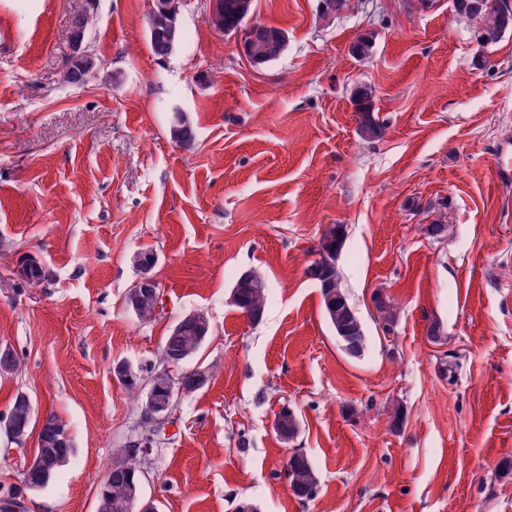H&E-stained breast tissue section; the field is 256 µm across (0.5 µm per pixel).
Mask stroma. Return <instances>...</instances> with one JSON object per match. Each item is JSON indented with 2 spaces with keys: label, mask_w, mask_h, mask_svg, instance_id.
<instances>
[{
  "label": "stroma",
  "mask_w": 512,
  "mask_h": 512,
  "mask_svg": "<svg viewBox=\"0 0 512 512\" xmlns=\"http://www.w3.org/2000/svg\"><path fill=\"white\" fill-rule=\"evenodd\" d=\"M152 4L0 0V345L21 363L0 377V415L26 393L76 449L11 512H97L112 451L142 420L113 369L161 366L194 313L210 330L186 366L209 380L139 460L158 512H234L243 498L261 512H512V199L492 180L512 132V33L481 47L450 0H349L327 21L319 0H253L248 24L288 32L257 66L239 34L207 23L212 0H182L183 38L159 59ZM79 8L100 63L74 86ZM363 35L375 45L361 60ZM359 84L382 139L358 133ZM176 108L191 148L170 137ZM331 224L346 230L336 266L365 330L357 357L307 273ZM146 249L161 289L148 321L126 299ZM25 254L43 261L41 286L19 280ZM246 270L265 285L256 324L230 298ZM285 407L300 420L290 441L274 429ZM36 446L0 428V501ZM296 449L318 475L308 499L284 472Z\"/></svg>",
  "instance_id": "1"
}]
</instances>
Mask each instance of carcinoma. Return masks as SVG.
Segmentation results:
<instances>
[{"label": "carcinoma", "instance_id": "1", "mask_svg": "<svg viewBox=\"0 0 512 512\" xmlns=\"http://www.w3.org/2000/svg\"><path fill=\"white\" fill-rule=\"evenodd\" d=\"M165 9L149 20V40L153 54L160 58L170 54V24L177 23L181 0H162ZM251 8V0H217L215 10L208 16L209 25L219 32H235L243 27V22ZM455 12L458 17L466 20H479L478 35L483 44L488 46L497 43L506 33L512 31V4L509 0H459ZM287 44L286 31L276 26L258 25L257 32L249 41L245 55L251 62L262 65L277 59ZM89 65L85 59L80 63L68 60L63 74L64 82L71 85L83 83V68ZM351 103L357 112L358 129L361 135L369 140H379L385 135L386 126L375 116L372 91L365 85L356 86L351 92ZM173 140L183 148H190L194 142L191 126L183 116H173L170 125ZM345 241L343 225L334 224L328 227L320 239L319 248L331 261H336ZM19 274L29 285H39L45 279V268L41 260L28 255L21 261ZM321 288L322 304L327 319L335 332L350 326L349 354L358 356L365 344L363 324L355 313L345 290L341 287L336 266L315 278ZM239 302L235 307L239 312L247 311L251 321L262 320L266 310L265 288L260 275L253 271L247 281L237 278L235 282ZM161 302L160 291L141 288L131 289L128 303L134 313L142 320H149L156 314ZM208 332L202 330L193 320L182 319L178 332L169 333L163 346L164 367L145 369L155 397L163 400L173 386L179 382L191 383V372L182 370L187 359L195 356L202 347ZM180 370L178 375L171 374V369ZM7 415L13 421L11 439L17 445H23L34 429L32 405L16 395L9 407ZM299 419L295 413L284 408L275 416V429L281 436L298 434ZM66 434V424L56 415L49 414L40 427L35 455L39 465L25 471L21 487L15 491L18 498L33 490H42L57 475L60 468L74 455L72 443L61 441ZM128 448L113 449L115 462L107 472L99 494L98 512H135V502L140 493V475L136 471L125 469L124 459ZM285 472L289 487L294 495L301 499L312 497L318 486L315 470L304 454L288 457Z\"/></svg>", "mask_w": 512, "mask_h": 512}]
</instances>
